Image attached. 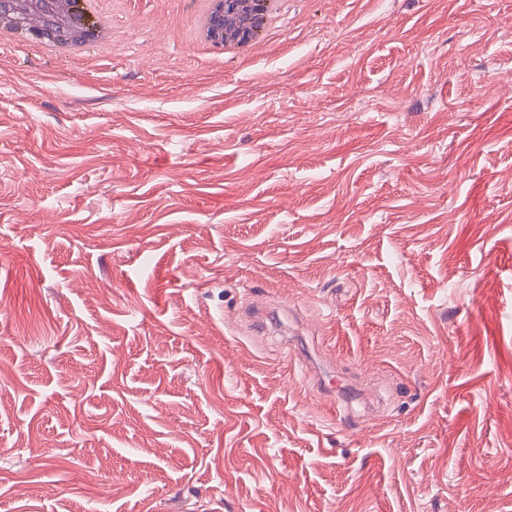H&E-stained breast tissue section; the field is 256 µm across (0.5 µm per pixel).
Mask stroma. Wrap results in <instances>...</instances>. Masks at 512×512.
Wrapping results in <instances>:
<instances>
[{"mask_svg": "<svg viewBox=\"0 0 512 512\" xmlns=\"http://www.w3.org/2000/svg\"><path fill=\"white\" fill-rule=\"evenodd\" d=\"M105 7L0 45V512H512V0ZM32 3L39 6L44 28L46 31L51 33V36L47 37L44 41V46L47 50L55 51L60 47V41L54 34L55 31L59 35L63 36L70 34L73 37H78L80 35L81 25L77 23L75 24L66 18H63V21L59 24V20L56 14L51 9L44 7L45 4L49 3L38 0L32 1ZM224 24V14L218 13L213 6L198 8L190 20L192 42L199 50H208L215 53L212 45L214 33L221 29Z\"/></svg>", "mask_w": 512, "mask_h": 512, "instance_id": "stroma-1", "label": "stroma"}]
</instances>
